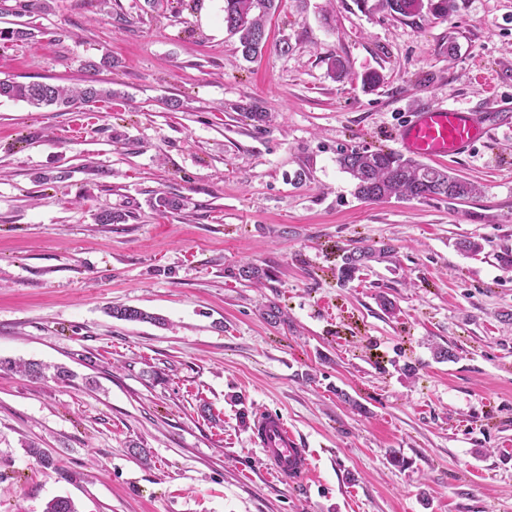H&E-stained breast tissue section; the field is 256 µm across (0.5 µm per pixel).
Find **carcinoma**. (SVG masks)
<instances>
[{
  "instance_id": "obj_1",
  "label": "carcinoma",
  "mask_w": 512,
  "mask_h": 512,
  "mask_svg": "<svg viewBox=\"0 0 512 512\" xmlns=\"http://www.w3.org/2000/svg\"><path fill=\"white\" fill-rule=\"evenodd\" d=\"M276 0H224V24L229 32L238 36L242 56L248 60L261 52L268 40L264 18L275 8ZM378 7L401 17H416L425 12L446 17L453 10L454 0H377ZM116 92L98 85L91 79L80 88H69L45 81L21 82L12 78L0 80V98L26 102L36 108L72 107L77 104L110 100ZM341 169L356 182V194L368 202L396 199H431L444 197L448 200H465L477 193V186L445 169H438L405 158L391 151H358L343 153L338 158ZM184 200L158 195L153 207L161 213L178 211ZM393 247L379 249L354 247L343 257L341 276L345 280L371 261H383L390 257ZM238 276L254 285L269 278L268 270L247 264L239 269ZM112 317L130 322L163 324L164 319L141 309L115 306ZM49 366L38 362H16L0 359V371H15L31 378L46 377Z\"/></svg>"
}]
</instances>
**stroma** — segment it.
<instances>
[{
	"instance_id": "1",
	"label": "stroma",
	"mask_w": 512,
	"mask_h": 512,
	"mask_svg": "<svg viewBox=\"0 0 512 512\" xmlns=\"http://www.w3.org/2000/svg\"><path fill=\"white\" fill-rule=\"evenodd\" d=\"M16 22L34 36L0 41L1 79L76 87L109 54L97 78L119 96L0 99V358L71 373L0 371V512H512V0H456L445 20L278 0L249 61L224 0H53L0 15ZM425 106L491 126L443 162L477 194L358 198L340 153L394 149ZM157 191L185 207L156 211ZM386 244L391 261L341 279L347 250ZM249 263L263 285L237 279ZM272 301L285 323L262 318ZM259 411L307 449L306 481L265 460ZM112 318L130 322H151L164 325V319L141 309L127 306H115L110 309Z\"/></svg>"
}]
</instances>
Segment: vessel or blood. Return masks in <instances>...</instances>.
Masks as SVG:
<instances>
[{
  "instance_id": "vessel-or-blood-1",
  "label": "vessel or blood",
  "mask_w": 512,
  "mask_h": 512,
  "mask_svg": "<svg viewBox=\"0 0 512 512\" xmlns=\"http://www.w3.org/2000/svg\"><path fill=\"white\" fill-rule=\"evenodd\" d=\"M485 128L480 118L457 107H429L412 113L394 135L407 154L428 160L454 158L480 140ZM255 432L260 435L261 452L278 475L294 480L308 477L310 463L306 449L300 448L286 422L278 416L257 417Z\"/></svg>"
}]
</instances>
